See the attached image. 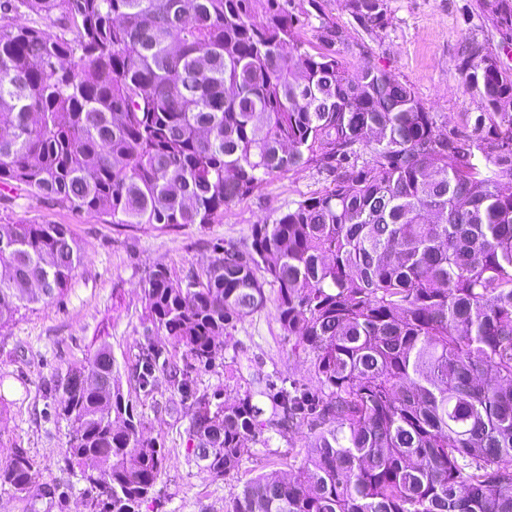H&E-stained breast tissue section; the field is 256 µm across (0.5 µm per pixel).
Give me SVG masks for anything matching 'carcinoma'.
I'll use <instances>...</instances> for the list:
<instances>
[{
    "mask_svg": "<svg viewBox=\"0 0 512 512\" xmlns=\"http://www.w3.org/2000/svg\"><path fill=\"white\" fill-rule=\"evenodd\" d=\"M62 29L16 26L19 7ZM374 34L389 0H347ZM512 30V0H491ZM293 0H0V187L112 224H218L268 177H331L251 242L213 244L181 282L143 281L154 332L203 366L263 309L308 355L314 384H268L192 404L203 470L236 471L253 441L304 427L294 476L257 475L229 512H512V67L470 43L457 64L477 103L471 132L443 130L413 87L353 70L322 24L300 36ZM82 257L63 224L0 225V330L68 288ZM181 394L185 370L162 365ZM55 390L65 461L91 512H140L165 460L125 396L112 350ZM205 448L207 453L197 454ZM39 478L17 450L0 486Z\"/></svg>",
    "mask_w": 512,
    "mask_h": 512,
    "instance_id": "cac0c4a2",
    "label": "carcinoma"
}]
</instances>
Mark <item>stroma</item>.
I'll list each match as a JSON object with an SVG mask.
<instances>
[{
	"mask_svg": "<svg viewBox=\"0 0 512 512\" xmlns=\"http://www.w3.org/2000/svg\"><path fill=\"white\" fill-rule=\"evenodd\" d=\"M320 17L306 20L302 40L318 47L324 25L341 28L342 57L353 67L376 66L411 84L429 111L449 126L462 128L463 115L476 111L459 86L456 65L461 44L473 38L499 51L502 33L485 0H389V23L378 33L365 31L345 0H319ZM325 176L297 169L267 178L253 193L224 210L219 224L162 226L112 224L105 218L72 211L15 190L0 192V224H64L81 247L82 264L64 295L20 311L0 331V461L22 450L39 464L41 475L30 497L0 487V512H89L87 484L80 469L63 462L67 426L54 409L57 393L45 382L83 364L109 345L125 394L141 413L144 433L165 455L157 480L159 498L141 512H225L233 494L262 472L292 476L310 452L305 432L273 436L269 445H249L237 471L212 478L189 450L191 400L174 393L163 373L151 392L136 378L148 349L161 358L182 361L183 352L149 331L141 283L155 267L187 280L212 256L216 240L249 243L253 225L272 221L289 203L321 191ZM270 300L239 322L218 346L212 367H189L193 392L221 391L226 403L244 392L260 394L272 381L311 383L310 361L293 355Z\"/></svg>",
	"mask_w": 512,
	"mask_h": 512,
	"instance_id": "35a3bbf8",
	"label": "stroma"
}]
</instances>
